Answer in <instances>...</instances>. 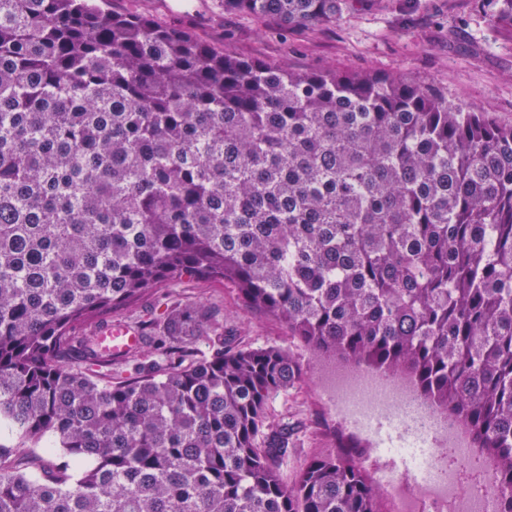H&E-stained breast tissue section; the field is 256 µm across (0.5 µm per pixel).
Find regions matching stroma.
Returning a JSON list of instances; mask_svg holds the SVG:
<instances>
[{
  "instance_id": "1",
  "label": "stroma",
  "mask_w": 512,
  "mask_h": 512,
  "mask_svg": "<svg viewBox=\"0 0 512 512\" xmlns=\"http://www.w3.org/2000/svg\"><path fill=\"white\" fill-rule=\"evenodd\" d=\"M107 6L188 31L234 56L294 71L332 68L429 83L451 100L512 123V28L485 25L491 0H359L336 23L314 28L256 18L225 8L222 0H108ZM171 301L213 316L198 340L200 352L208 351L210 337L221 335L243 348L279 345L302 365V381L272 398L266 409L267 425L291 435L278 464L285 483L295 484L309 459L335 452L329 433L341 425L319 408L311 390L322 358L291 340L277 319L246 308L236 288L176 279L113 318L134 326Z\"/></svg>"
}]
</instances>
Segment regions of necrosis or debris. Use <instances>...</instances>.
<instances>
[{"label": "necrosis or debris", "instance_id": "necrosis-or-debris-1", "mask_svg": "<svg viewBox=\"0 0 512 512\" xmlns=\"http://www.w3.org/2000/svg\"><path fill=\"white\" fill-rule=\"evenodd\" d=\"M326 412L374 443L378 454L406 461L383 471L386 512H498L503 491L491 466L471 451L460 423L438 412L401 380L342 364L320 368L312 380ZM480 480L466 484L461 466Z\"/></svg>", "mask_w": 512, "mask_h": 512}]
</instances>
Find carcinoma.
Segmentation results:
<instances>
[{
  "mask_svg": "<svg viewBox=\"0 0 512 512\" xmlns=\"http://www.w3.org/2000/svg\"><path fill=\"white\" fill-rule=\"evenodd\" d=\"M357 0H224L291 25ZM491 28L512 26L496 0ZM176 277L459 419L512 512V124L403 77L292 71L96 0H0V512H382L359 448L278 475L302 366L172 304L155 358L104 319Z\"/></svg>",
  "mask_w": 512,
  "mask_h": 512,
  "instance_id": "carcinoma-1",
  "label": "carcinoma"
}]
</instances>
